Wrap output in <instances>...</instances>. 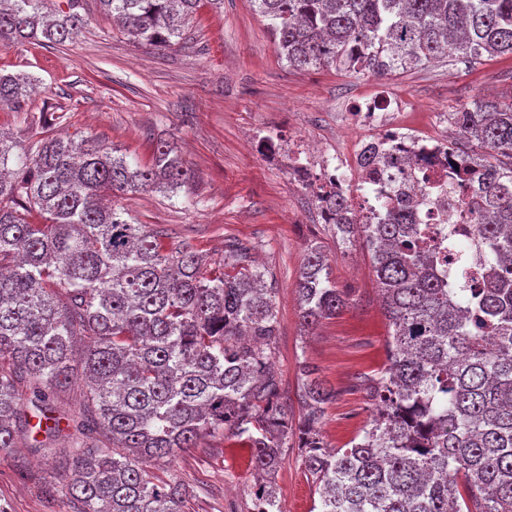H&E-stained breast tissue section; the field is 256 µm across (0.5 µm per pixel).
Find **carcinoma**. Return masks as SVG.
<instances>
[{
  "label": "carcinoma",
  "instance_id": "carcinoma-1",
  "mask_svg": "<svg viewBox=\"0 0 512 512\" xmlns=\"http://www.w3.org/2000/svg\"><path fill=\"white\" fill-rule=\"evenodd\" d=\"M4 2L1 49L62 45L85 26L82 0H55L52 19L47 0ZM96 2L134 41L169 49L200 0ZM251 2L297 70L385 76L449 46L472 61L512 55V0ZM30 85L26 74L0 72V105L21 104ZM449 116L458 138L448 148L486 170L465 202L474 236L448 238L454 261L477 262L468 279L437 277L423 227L401 210L354 224L349 196L318 198L343 240L362 238L391 331L389 364L364 379L373 417L348 448L327 449L319 425L334 394L301 366L299 448L317 512H512V95ZM192 178L169 142L142 165L88 136L48 137L33 152L0 136V448L23 434L54 456L68 440L62 491L79 512H186L197 490L149 465L207 435L249 449L255 512H280L273 484L292 444L274 367L277 288L251 260L255 245L227 239L207 270L189 240L168 248L126 208L106 204ZM296 293L304 330L349 305L318 246L307 250ZM81 337L92 345L77 422L57 413L56 400Z\"/></svg>",
  "mask_w": 512,
  "mask_h": 512
}]
</instances>
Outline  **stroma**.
<instances>
[{
  "mask_svg": "<svg viewBox=\"0 0 512 512\" xmlns=\"http://www.w3.org/2000/svg\"><path fill=\"white\" fill-rule=\"evenodd\" d=\"M85 28L63 46L19 43L0 49L1 73H26L35 89L20 107L0 106V132L33 149L43 134L93 136L140 163H149L158 142L177 147L194 179L167 197L141 191L124 205L139 223L190 240L209 259L224 254L234 236L255 243L259 267L278 287L279 338L276 368L299 420L301 364L316 368L336 398L321 433L330 447H345L370 422L372 407L354 387L387 363L388 320L379 302L370 256L359 238L342 241L322 221L310 190L290 169L288 144L318 147L309 159L352 157L362 130L343 117L366 98L401 101L402 123L415 131L442 134L445 113L474 100L512 91V57L476 64L455 57L385 78L325 68H288L279 57L267 19L250 0H201L185 38L167 51L139 46L86 0ZM273 136L279 157L266 156L262 136ZM327 256L338 287L350 292L349 306L301 335L294 291L310 246ZM30 438L0 449V504L8 512H74V505L45 492L61 482L68 458L34 452ZM205 491L191 512H252L255 478L248 449L211 437L199 448L153 465ZM281 512H312L319 495L301 464L299 448L285 451L275 477Z\"/></svg>",
  "mask_w": 512,
  "mask_h": 512,
  "instance_id": "1",
  "label": "stroma"
}]
</instances>
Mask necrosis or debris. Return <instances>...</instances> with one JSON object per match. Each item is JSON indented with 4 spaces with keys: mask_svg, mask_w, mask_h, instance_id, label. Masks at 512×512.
Wrapping results in <instances>:
<instances>
[{
    "mask_svg": "<svg viewBox=\"0 0 512 512\" xmlns=\"http://www.w3.org/2000/svg\"><path fill=\"white\" fill-rule=\"evenodd\" d=\"M399 105L377 97L359 104L349 114L353 126L373 127L364 137L359 152L387 151L402 156L403 164L363 176L360 164L324 162L319 177L322 184L355 195L354 209L359 220L382 211L385 201H393L412 220L427 225L434 240L447 241L449 234L471 237L473 227L458 213L462 193L472 192L482 177L481 167H471L462 187H449L446 175L457 165L456 158L431 137L406 131L398 121Z\"/></svg>",
    "mask_w": 512,
    "mask_h": 512,
    "instance_id": "1",
    "label": "necrosis or debris"
}]
</instances>
